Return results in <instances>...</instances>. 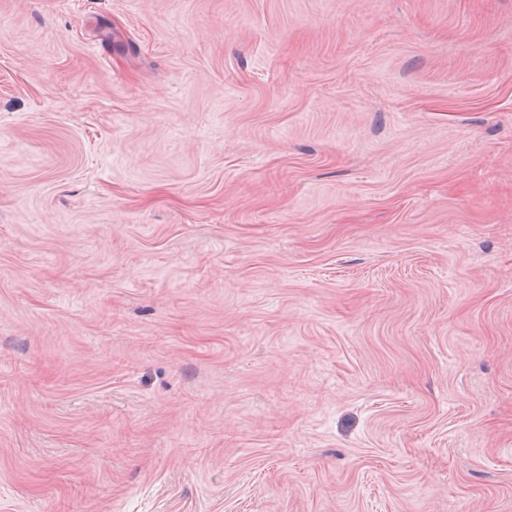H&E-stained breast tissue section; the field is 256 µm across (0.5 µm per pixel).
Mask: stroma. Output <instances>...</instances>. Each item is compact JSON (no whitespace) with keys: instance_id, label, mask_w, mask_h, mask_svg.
I'll use <instances>...</instances> for the list:
<instances>
[{"instance_id":"35a3bbf8","label":"stroma","mask_w":512,"mask_h":512,"mask_svg":"<svg viewBox=\"0 0 512 512\" xmlns=\"http://www.w3.org/2000/svg\"><path fill=\"white\" fill-rule=\"evenodd\" d=\"M0 512H512V0H0Z\"/></svg>"}]
</instances>
